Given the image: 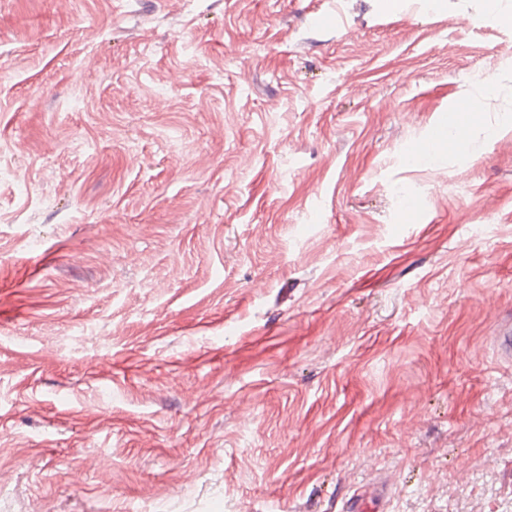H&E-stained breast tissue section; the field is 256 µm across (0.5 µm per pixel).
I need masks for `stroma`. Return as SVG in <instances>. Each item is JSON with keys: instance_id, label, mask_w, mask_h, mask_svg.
Instances as JSON below:
<instances>
[{"instance_id": "35a3bbf8", "label": "stroma", "mask_w": 512, "mask_h": 512, "mask_svg": "<svg viewBox=\"0 0 512 512\" xmlns=\"http://www.w3.org/2000/svg\"><path fill=\"white\" fill-rule=\"evenodd\" d=\"M508 15L0 0V512H512ZM385 485L382 483L373 484L372 487L364 489L361 487L353 492L346 504V512H364L371 510L369 503L374 501L382 502L385 497Z\"/></svg>"}]
</instances>
